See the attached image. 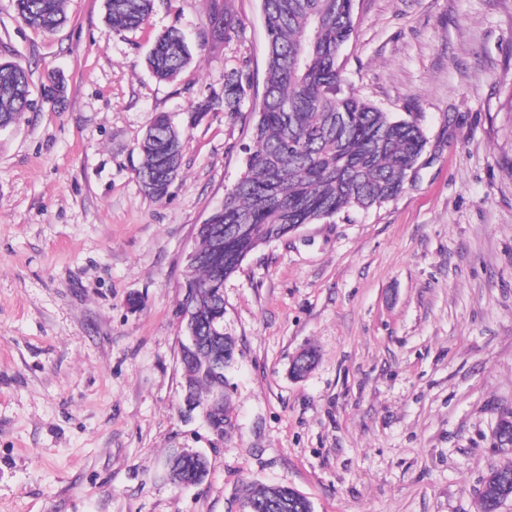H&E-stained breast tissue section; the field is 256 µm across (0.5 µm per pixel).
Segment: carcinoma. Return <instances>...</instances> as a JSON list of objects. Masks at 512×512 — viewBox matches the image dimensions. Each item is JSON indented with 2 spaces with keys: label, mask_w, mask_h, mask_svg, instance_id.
<instances>
[{
  "label": "carcinoma",
  "mask_w": 512,
  "mask_h": 512,
  "mask_svg": "<svg viewBox=\"0 0 512 512\" xmlns=\"http://www.w3.org/2000/svg\"><path fill=\"white\" fill-rule=\"evenodd\" d=\"M153 0H106V23L112 29L139 27ZM356 0H262L268 38L263 100L254 110V148L246 171L208 220L224 229V251L215 252L210 235L200 234L203 256L195 271L194 335L206 336L224 318V298L210 285L237 271L256 248L288 236L298 224H316L346 209L368 210L399 196L408 186L414 160L427 139L414 121L384 112L348 88L339 56L354 28ZM28 25L52 31L65 21L63 0H16ZM214 35H230L240 26L225 0H212ZM192 50L177 29L161 34L146 64L160 81H170L190 63ZM251 87L243 68L224 72L226 112L241 111ZM29 75L21 65L0 62V121L15 123L29 106ZM185 131L165 114L152 118L140 144L138 177L145 192L167 195L179 176ZM235 342L229 336L203 341L184 354L182 373L187 403L204 406L224 389L225 378L213 366L229 367ZM316 350H303L291 374L304 377L315 365ZM209 428L219 437L235 421L228 403L209 410ZM175 478L199 483L206 459L184 455L171 462ZM272 503L259 512H313L311 502L281 485H249L244 504Z\"/></svg>",
  "instance_id": "carcinoma-1"
}]
</instances>
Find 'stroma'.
I'll return each instance as SVG.
<instances>
[{"label":"stroma","mask_w":512,"mask_h":512,"mask_svg":"<svg viewBox=\"0 0 512 512\" xmlns=\"http://www.w3.org/2000/svg\"><path fill=\"white\" fill-rule=\"evenodd\" d=\"M63 5L46 32L0 0V61L30 72L0 129V512H240L247 484L314 512H478L512 408V0H356L344 76L420 125L422 165L397 198L301 225L225 279L224 437L179 413V287L194 226L246 170L261 0H230L228 40L211 0H154L130 31L105 0ZM173 27L193 59L160 81L145 57ZM242 65L243 112L195 116ZM159 113L188 134L160 200L137 178ZM307 347L319 360L293 379ZM181 450L206 457L202 483L169 479ZM212 37L216 34L219 36H228L234 33L240 26L239 20L231 12L227 6V2L223 0H212Z\"/></svg>","instance_id":"1"}]
</instances>
